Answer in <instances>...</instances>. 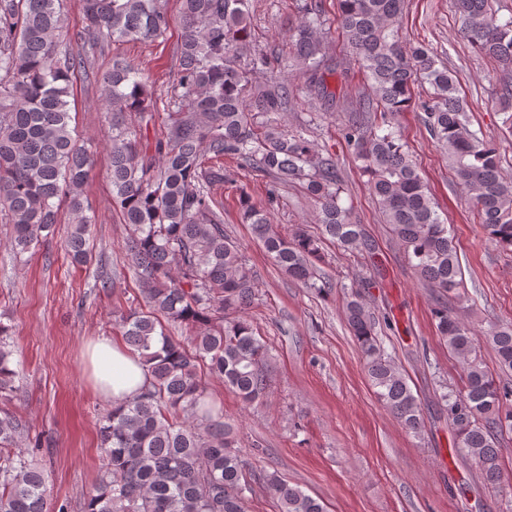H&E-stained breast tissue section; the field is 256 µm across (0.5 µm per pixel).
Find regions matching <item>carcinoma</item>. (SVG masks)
Here are the masks:
<instances>
[{
  "label": "carcinoma",
  "instance_id": "1",
  "mask_svg": "<svg viewBox=\"0 0 512 512\" xmlns=\"http://www.w3.org/2000/svg\"><path fill=\"white\" fill-rule=\"evenodd\" d=\"M182 27L165 134L151 144L142 127L155 121L157 100L148 75L121 56L102 76V101L112 111L108 148L112 206L126 224L124 248L151 311L121 316L122 336L147 369L138 394L112 403L99 422L103 457L84 512H246L254 492L249 465L236 450L238 425L224 416L198 377L206 365L247 406L269 389L268 349L246 318L256 274L224 233L210 196L224 182L226 156L239 158L278 184L300 182L317 207L319 233L301 224L284 232L266 211L242 199L250 225L274 265L302 287L332 291L318 267L329 239L351 253L373 245L342 203L335 161L279 115L296 89L267 79L270 57L253 50L248 0H180ZM493 0H453L462 36L480 54L503 64L498 97L512 107V17L503 21ZM406 0H339L336 30L345 54H326L328 19L322 0H296L299 19L289 29L290 59L306 88L324 103L341 101L328 78L347 83L358 65L375 90L348 116L343 138L360 162L367 186L419 281L436 296L437 333L464 362V385L440 387L456 452L482 479L503 490L499 438L512 433V386L485 369L482 342L502 369L512 371V323L478 330L448 313V300L468 301L448 225L423 177L400 142L396 116L424 112L431 139L445 152L455 183L472 203L487 238L512 247V182L504 180L495 143L471 129L459 81L437 66L433 52L406 40ZM82 26L65 35V0H0V214L13 224L15 253H31L53 234L64 204L73 224L64 241L71 261L87 262L91 220L82 186L94 156L77 144L70 102L77 76L89 72L109 43L155 41L170 29L164 0H78ZM422 80L430 100L413 101ZM344 314L365 361L377 399L405 430H425L417 397L381 340L379 321L358 289L344 291ZM189 330L183 342L165 323ZM0 323V397L17 376ZM24 430L0 412V512H53L48 477L33 460L39 444L23 446ZM262 488L279 512H325L323 505L277 472Z\"/></svg>",
  "mask_w": 512,
  "mask_h": 512
}]
</instances>
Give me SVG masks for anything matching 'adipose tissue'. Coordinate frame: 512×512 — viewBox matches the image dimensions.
I'll list each match as a JSON object with an SVG mask.
<instances>
[{
  "label": "adipose tissue",
  "mask_w": 512,
  "mask_h": 512,
  "mask_svg": "<svg viewBox=\"0 0 512 512\" xmlns=\"http://www.w3.org/2000/svg\"><path fill=\"white\" fill-rule=\"evenodd\" d=\"M95 386L112 400L120 401L139 392L148 383L147 373L137 355L100 337L87 348Z\"/></svg>",
  "instance_id": "ef3b65f1"
}]
</instances>
